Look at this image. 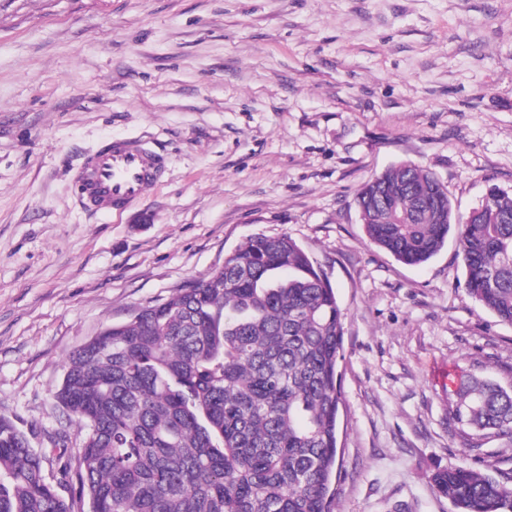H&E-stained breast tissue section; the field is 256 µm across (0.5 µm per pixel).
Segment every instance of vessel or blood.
Instances as JSON below:
<instances>
[{"label": "vessel or blood", "mask_w": 512, "mask_h": 512, "mask_svg": "<svg viewBox=\"0 0 512 512\" xmlns=\"http://www.w3.org/2000/svg\"><path fill=\"white\" fill-rule=\"evenodd\" d=\"M162 154L139 138L112 141L87 154L74 174L80 205L90 212H122L163 178Z\"/></svg>", "instance_id": "1"}]
</instances>
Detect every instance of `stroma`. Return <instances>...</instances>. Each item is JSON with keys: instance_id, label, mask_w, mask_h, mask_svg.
<instances>
[{"instance_id": "obj_1", "label": "stroma", "mask_w": 512, "mask_h": 512, "mask_svg": "<svg viewBox=\"0 0 512 512\" xmlns=\"http://www.w3.org/2000/svg\"><path fill=\"white\" fill-rule=\"evenodd\" d=\"M122 136L165 181L90 213L71 173ZM406 160L462 215L512 194V0H0V417L77 455L70 353L285 233L347 314L335 512H455L431 477L462 463L512 485L511 441L449 427L446 379L511 387L512 327L456 236L407 266L361 224L358 190Z\"/></svg>"}]
</instances>
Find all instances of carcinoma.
I'll use <instances>...</instances> for the list:
<instances>
[{"instance_id": "1", "label": "carcinoma", "mask_w": 512, "mask_h": 512, "mask_svg": "<svg viewBox=\"0 0 512 512\" xmlns=\"http://www.w3.org/2000/svg\"><path fill=\"white\" fill-rule=\"evenodd\" d=\"M357 198L370 244L418 266L456 231L468 294L512 326V195L465 217L413 162ZM345 312L304 248L257 235L224 266L70 355L57 403L86 428L58 458L61 496L26 434L0 418V512H333ZM448 420L468 446L512 440V388L450 379ZM456 512H512V487L457 465L432 477Z\"/></svg>"}]
</instances>
